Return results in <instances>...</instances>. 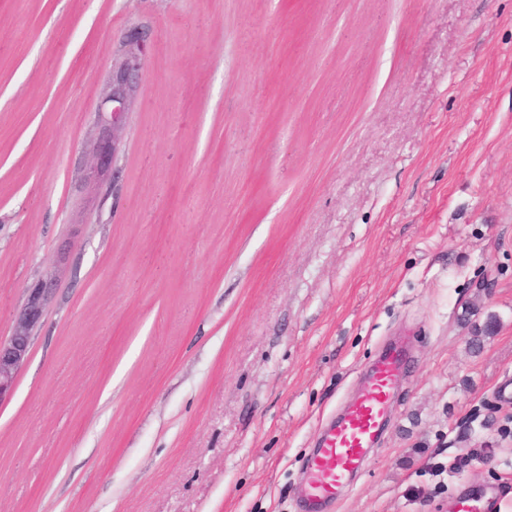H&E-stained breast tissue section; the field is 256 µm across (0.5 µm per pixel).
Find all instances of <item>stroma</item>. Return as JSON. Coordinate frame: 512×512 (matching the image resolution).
I'll list each match as a JSON object with an SVG mask.
<instances>
[{
	"label": "stroma",
	"instance_id": "35a3bbf8",
	"mask_svg": "<svg viewBox=\"0 0 512 512\" xmlns=\"http://www.w3.org/2000/svg\"><path fill=\"white\" fill-rule=\"evenodd\" d=\"M152 51L85 180L127 28ZM492 280V290L481 283ZM0 512H298L382 344L414 362L328 512H512V0H0ZM499 327L471 353L466 309ZM48 289L36 285L28 291L10 336L0 340V403L13 393L17 376L30 357L35 331L44 316ZM500 508L498 495L488 494L482 487H473L457 501V512H499Z\"/></svg>",
	"mask_w": 512,
	"mask_h": 512
}]
</instances>
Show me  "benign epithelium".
I'll return each instance as SVG.
<instances>
[{
  "label": "benign epithelium",
  "instance_id": "1",
  "mask_svg": "<svg viewBox=\"0 0 512 512\" xmlns=\"http://www.w3.org/2000/svg\"><path fill=\"white\" fill-rule=\"evenodd\" d=\"M149 53L144 33L137 27L127 29L114 51L110 82L101 92L94 110L99 132L96 140L86 147L87 162L92 170L107 172L118 159L130 103ZM47 300L45 286L30 289L10 336L0 340V402L13 393L17 376L30 357Z\"/></svg>",
  "mask_w": 512,
  "mask_h": 512
}]
</instances>
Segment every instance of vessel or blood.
<instances>
[{"label":"vessel or blood","instance_id":"1","mask_svg":"<svg viewBox=\"0 0 512 512\" xmlns=\"http://www.w3.org/2000/svg\"><path fill=\"white\" fill-rule=\"evenodd\" d=\"M412 364L409 347L387 346L371 365L358 396L344 408L336 424L309 454L301 512H325L339 487L363 472L385 421L393 394ZM496 494L475 487L460 496L457 512H499Z\"/></svg>","mask_w":512,"mask_h":512}]
</instances>
